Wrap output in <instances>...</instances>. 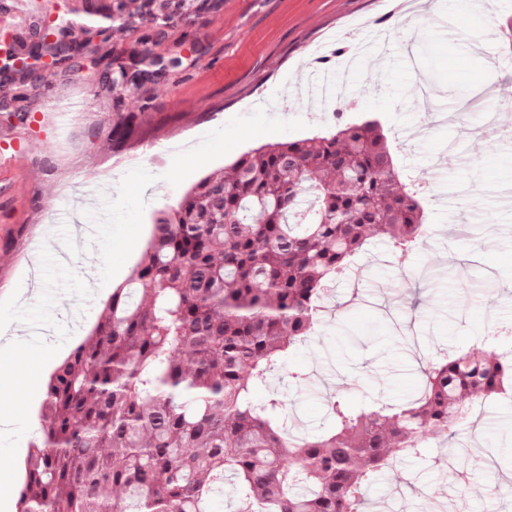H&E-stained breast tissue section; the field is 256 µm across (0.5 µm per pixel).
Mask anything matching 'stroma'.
Masks as SVG:
<instances>
[{"mask_svg":"<svg viewBox=\"0 0 512 512\" xmlns=\"http://www.w3.org/2000/svg\"><path fill=\"white\" fill-rule=\"evenodd\" d=\"M468 0H220L204 22L172 25L154 46L182 55L166 81L118 95L94 70L45 74L29 95L86 98L66 131L38 123L26 154L0 167V492L16 496L36 437L46 382L89 334L114 288L138 262L157 213L207 175L261 144L332 127L331 113L301 97L316 59L343 70L341 47L384 37L361 62L344 94L378 118L399 164L425 182L428 237L400 267L385 238L368 241L337 282L315 333L293 349L256 398L277 393L297 433L332 427L331 394L357 406L404 403L429 363L478 342L503 347L512 330V138L476 135L484 113L512 127V0L468 13ZM496 52H477L488 28ZM151 113L121 149L107 145L119 112ZM104 177L112 224L98 246L58 242L70 221L51 224L63 193L83 218L95 204L79 195L80 175ZM95 266L93 286L82 272ZM46 332H23L29 318ZM512 404L477 409L450 444L435 441L367 490L368 512H512Z\"/></svg>","mask_w":512,"mask_h":512,"instance_id":"1","label":"stroma"}]
</instances>
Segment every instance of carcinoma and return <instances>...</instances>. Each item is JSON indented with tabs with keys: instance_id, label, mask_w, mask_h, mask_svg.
Returning <instances> with one entry per match:
<instances>
[{
	"instance_id": "obj_1",
	"label": "carcinoma",
	"mask_w": 512,
	"mask_h": 512,
	"mask_svg": "<svg viewBox=\"0 0 512 512\" xmlns=\"http://www.w3.org/2000/svg\"><path fill=\"white\" fill-rule=\"evenodd\" d=\"M91 38H71L67 8L4 61L0 112L24 114V87L95 58L112 86L159 83L148 47L112 54L114 21L163 41L217 0H83ZM135 115L118 112L109 146ZM417 190L379 120L340 116L328 131L241 154L162 210L127 283L87 339L49 377L40 436L17 512H209L229 479L237 512H366L375 474L451 439L476 404L512 394V357L460 349L423 370L400 407H355L337 393L332 429L297 436L282 399L254 388L312 335L317 306L368 238L404 266L426 236Z\"/></svg>"
}]
</instances>
